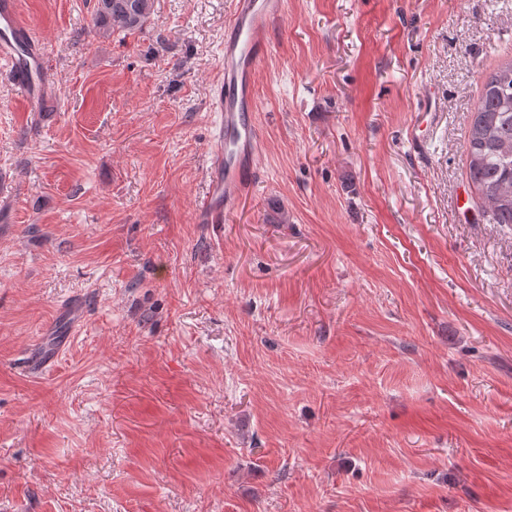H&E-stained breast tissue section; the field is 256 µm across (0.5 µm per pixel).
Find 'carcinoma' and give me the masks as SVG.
<instances>
[{
  "label": "carcinoma",
  "mask_w": 512,
  "mask_h": 512,
  "mask_svg": "<svg viewBox=\"0 0 512 512\" xmlns=\"http://www.w3.org/2000/svg\"><path fill=\"white\" fill-rule=\"evenodd\" d=\"M154 0H97L99 35L145 27ZM468 179L493 224L512 225V60L497 66L482 86L466 140Z\"/></svg>",
  "instance_id": "carcinoma-1"
}]
</instances>
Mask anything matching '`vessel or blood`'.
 Here are the masks:
<instances>
[{
	"mask_svg": "<svg viewBox=\"0 0 512 512\" xmlns=\"http://www.w3.org/2000/svg\"><path fill=\"white\" fill-rule=\"evenodd\" d=\"M224 26V72L210 106L219 121L207 159L208 189L195 210L199 224L219 223L253 186L260 155L255 123L254 78L270 49V30L285 12L286 0H231ZM36 28L19 0H0V72L23 94V109L41 111L51 87L49 64Z\"/></svg>",
	"mask_w": 512,
	"mask_h": 512,
	"instance_id": "vessel-or-blood-1",
	"label": "vessel or blood"
}]
</instances>
